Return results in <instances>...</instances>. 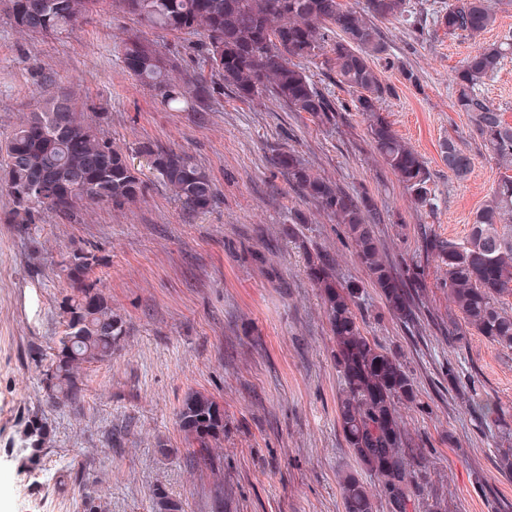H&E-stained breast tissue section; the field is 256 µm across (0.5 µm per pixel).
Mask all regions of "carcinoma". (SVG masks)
Listing matches in <instances>:
<instances>
[{"mask_svg":"<svg viewBox=\"0 0 512 512\" xmlns=\"http://www.w3.org/2000/svg\"><path fill=\"white\" fill-rule=\"evenodd\" d=\"M106 3L142 26L198 38L193 47L196 66L180 78L174 76L182 69L179 59L164 54L139 31L130 32L122 43L127 70L157 91L168 108L202 111L217 77L243 102L270 94L291 111L319 122L336 118L338 112H359L376 151L414 204L434 205L429 168L381 114V103L392 95L382 69L395 67L397 61L376 22L395 20L418 28L426 18L411 0H365L361 11L347 0H0L14 29L27 35L66 32ZM432 19L450 36L475 39L495 25L496 12L490 0H452ZM510 54L508 34L480 45L452 78L453 106L467 113L472 136L503 172L475 213L468 236L434 239L426 250L446 267L448 300L466 326L512 349V315L501 306L512 295V123L482 92ZM319 56L327 57L336 82L351 94L350 102L321 91L306 73L303 63ZM441 148L448 173L465 178L471 171L470 154L452 139L444 140ZM140 152L183 209L205 213L215 204L216 186L191 156L153 144L141 146ZM274 165L344 226L388 313L403 322L412 320L411 289L417 284L398 276L384 260L374 233L380 212L371 197L312 175L293 151H280ZM0 188L10 200L0 222L33 234L46 218L77 220L88 204L133 203L142 195L143 181L124 151L84 121L76 100L57 95L23 115L0 146ZM99 261L92 245L67 252L60 261L72 294L62 301L64 330L44 369L48 396L60 409L80 405L83 366L112 360L127 336L125 320L112 309V297L93 278ZM307 274L320 290L336 343L343 381L338 421L348 448L378 480L389 512H415L418 449L403 448L397 412L400 402L416 404L413 378L364 334L354 311L359 284L338 282L333 259L319 252L308 256ZM474 408L484 422L500 420L497 405L487 398L474 401ZM176 416L186 439L197 445V461H208L224 436V408L208 395L191 392ZM21 442L35 454L50 447L43 421L29 419ZM340 492L345 512H375L358 474L345 475ZM152 510L182 512V504L158 485Z\"/></svg>","mask_w":512,"mask_h":512,"instance_id":"carcinoma-1","label":"carcinoma"}]
</instances>
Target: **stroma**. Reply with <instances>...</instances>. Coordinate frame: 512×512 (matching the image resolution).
Here are the masks:
<instances>
[{"mask_svg":"<svg viewBox=\"0 0 512 512\" xmlns=\"http://www.w3.org/2000/svg\"><path fill=\"white\" fill-rule=\"evenodd\" d=\"M136 27L104 10L62 35L28 36L0 11V144L22 113L68 92L145 182L134 203L90 206L74 224L50 218L33 236L0 223V512H80L91 491L110 512H152L158 484L185 512H344L340 479L358 465L338 424L336 344L306 272L309 248L334 258L339 282L363 283L356 313L365 334L416 382L419 403L401 415L404 446L421 451L420 512L434 503L443 512H512V478L498 468L512 446L499 436L500 426L512 427V349L475 334L449 343L448 322L460 314L445 267L422 250L428 236L464 238L500 175L467 114L452 106L451 76L475 42L429 24L379 26L416 75L410 83L399 69L383 71L393 89L383 114L434 176L430 210L384 165L359 113L320 123L272 95L244 103L220 86L206 111L169 110L122 61ZM449 138L472 155L465 179L442 162ZM147 143L192 156L216 184L217 205L184 211L140 154ZM278 148L294 150L315 176L373 197L387 262L418 276L412 322L387 312L341 225L273 167ZM297 215L295 242L284 229ZM91 243L101 258L95 275L127 336L111 361L88 365L80 410L62 412L46 401L41 366L71 293L58 261ZM191 391L224 407V438L205 465L192 463L176 422ZM474 393L496 402L499 423L479 425ZM35 415L53 444L33 463L19 433ZM159 440L171 456L158 454Z\"/></svg>","mask_w":512,"mask_h":512,"instance_id":"obj_1","label":"stroma"}]
</instances>
